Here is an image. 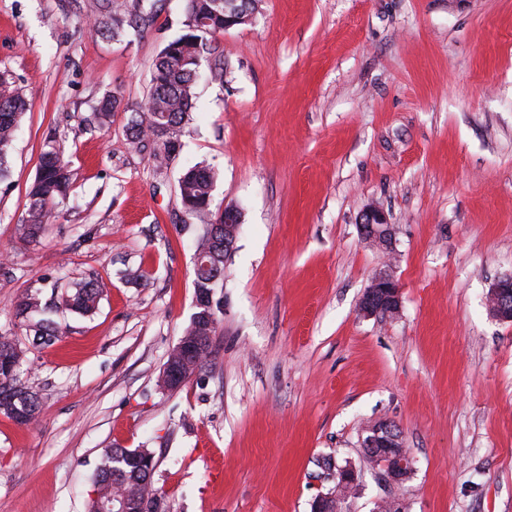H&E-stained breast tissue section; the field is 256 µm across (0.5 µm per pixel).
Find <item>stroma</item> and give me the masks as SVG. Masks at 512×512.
Here are the masks:
<instances>
[{
  "label": "stroma",
  "instance_id": "1",
  "mask_svg": "<svg viewBox=\"0 0 512 512\" xmlns=\"http://www.w3.org/2000/svg\"><path fill=\"white\" fill-rule=\"evenodd\" d=\"M184 8L159 0L150 28L112 40L89 31L95 0H0V72L31 102L0 182V334L39 400L30 425L0 414V512H86L115 447L154 454V512H311L328 458L362 471L342 512H512V323L487 308L512 275V0H258L219 36L224 82H200L159 170L127 127ZM109 91L124 108L101 126ZM52 145L72 184L29 242L18 226ZM198 162L241 229L211 353L163 389L196 311L200 228L178 181ZM371 206L392 250L360 235ZM387 269L399 316L360 315ZM89 280L106 285L97 311L35 344L15 301ZM380 422L413 458L396 486L361 446Z\"/></svg>",
  "mask_w": 512,
  "mask_h": 512
}]
</instances>
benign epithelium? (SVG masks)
I'll return each instance as SVG.
<instances>
[{
  "label": "benign epithelium",
  "instance_id": "obj_1",
  "mask_svg": "<svg viewBox=\"0 0 512 512\" xmlns=\"http://www.w3.org/2000/svg\"><path fill=\"white\" fill-rule=\"evenodd\" d=\"M360 233L363 239L382 247L392 241V227L385 212L377 207L364 211ZM401 309V290L398 282L388 270L374 276L359 302V311L365 316H395ZM489 312L502 322H512V275L496 281L489 291ZM195 348L179 345L167 365L163 367V379L170 388L179 387L183 381L194 375L190 359ZM362 439L363 449L373 450V465L385 482H403L412 470V460L401 433L388 423L368 427ZM332 480L340 487L360 486L356 467L347 464L331 474Z\"/></svg>",
  "mask_w": 512,
  "mask_h": 512
}]
</instances>
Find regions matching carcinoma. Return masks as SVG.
Returning <instances> with one entry per match:
<instances>
[{
  "mask_svg": "<svg viewBox=\"0 0 512 512\" xmlns=\"http://www.w3.org/2000/svg\"><path fill=\"white\" fill-rule=\"evenodd\" d=\"M158 0H96L92 31L97 36L115 38L126 28L146 29L153 22ZM224 33V0H185L184 33L165 45L157 54L151 70L150 89L146 102L134 110L129 126L132 142L152 139L150 157L163 168L179 155L176 141L190 121L197 79L202 66L212 78L224 79V60L218 52L217 37ZM114 93L104 95L95 108V118L106 124L121 105ZM29 108L24 91L8 77L0 74V180L9 173L8 158L22 116ZM71 179L64 148L53 145L41 156L39 170L29 191L26 217L20 224L21 236L34 240L43 226L57 214L67 196ZM217 180L215 170L204 164L186 168L178 181V197L183 212L202 226L195 255L215 269L195 267L196 298L214 295L224 287V264L231 253L224 252V228L220 216L213 212L212 192ZM102 288L97 282L78 283L65 289L52 302H42L40 293L30 292L16 302L17 314L26 321L27 331L38 340L50 344L62 335L61 323L46 317L49 311L89 315L98 307ZM201 328L192 324L184 330L180 341L192 343L198 336L215 332L217 317ZM8 364L0 366V414L19 425L32 423L38 413V397L29 390L23 375L29 370L26 352L11 336L0 335V358ZM95 497L89 501L88 512H105L112 499L150 498L155 503L157 490L152 472L140 465L128 448H108L104 461L94 478Z\"/></svg>",
  "mask_w": 512,
  "mask_h": 512,
  "instance_id": "carcinoma-1",
  "label": "carcinoma"
}]
</instances>
